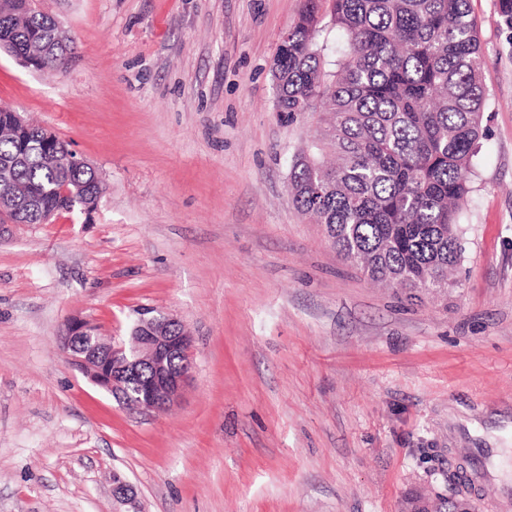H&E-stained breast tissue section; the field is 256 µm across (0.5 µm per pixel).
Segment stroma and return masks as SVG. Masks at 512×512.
Segmentation results:
<instances>
[{"label":"stroma","instance_id":"35a3bbf8","mask_svg":"<svg viewBox=\"0 0 512 512\" xmlns=\"http://www.w3.org/2000/svg\"><path fill=\"white\" fill-rule=\"evenodd\" d=\"M60 73L0 52V107L69 141L91 213L0 235V512H400L491 449L512 512V30L470 0L488 77L454 285L408 298L295 207L319 115L277 111L304 0H39ZM194 337L173 408H128L64 354L72 317ZM125 492H117L113 475Z\"/></svg>","mask_w":512,"mask_h":512}]
</instances>
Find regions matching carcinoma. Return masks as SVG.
Masks as SVG:
<instances>
[{
	"instance_id": "obj_1",
	"label": "carcinoma",
	"mask_w": 512,
	"mask_h": 512,
	"mask_svg": "<svg viewBox=\"0 0 512 512\" xmlns=\"http://www.w3.org/2000/svg\"><path fill=\"white\" fill-rule=\"evenodd\" d=\"M469 0H304L273 68L279 112H323L318 139L291 162L297 209L372 280L423 293L461 259L458 211L487 95ZM344 36L329 58L319 12ZM0 50L60 70L71 46L48 14L0 0ZM95 170L69 143L19 128L0 107V199L17 224L100 197Z\"/></svg>"
}]
</instances>
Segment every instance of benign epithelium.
I'll use <instances>...</instances> for the list:
<instances>
[{
    "label": "benign epithelium",
    "instance_id": "obj_1",
    "mask_svg": "<svg viewBox=\"0 0 512 512\" xmlns=\"http://www.w3.org/2000/svg\"><path fill=\"white\" fill-rule=\"evenodd\" d=\"M61 347L95 385L127 406L166 411L180 397L193 367V338L177 319L140 314L126 340L108 339L84 318L68 320Z\"/></svg>",
    "mask_w": 512,
    "mask_h": 512
}]
</instances>
